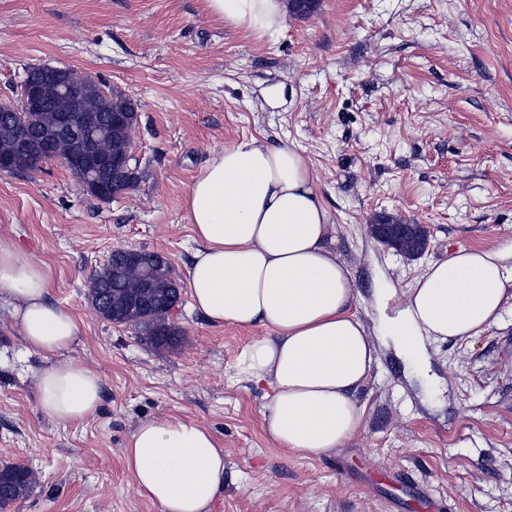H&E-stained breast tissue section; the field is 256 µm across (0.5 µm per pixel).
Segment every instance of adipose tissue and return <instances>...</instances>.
<instances>
[{
    "instance_id": "ef3b65f1",
    "label": "adipose tissue",
    "mask_w": 512,
    "mask_h": 512,
    "mask_svg": "<svg viewBox=\"0 0 512 512\" xmlns=\"http://www.w3.org/2000/svg\"><path fill=\"white\" fill-rule=\"evenodd\" d=\"M206 10L257 40L288 26V0H205ZM188 218L199 243L188 267L191 306L211 324L262 326L240 372L263 390L267 437L302 458L332 454L365 426L359 395L376 363L354 308L351 270L330 246L333 216L303 151L262 137L213 152L193 176ZM46 269L0 241V302L28 348L51 356L36 377L38 407L58 423L93 416L102 379L64 355L82 321L49 298ZM389 324L400 353L425 341H461L512 311V265L487 247L459 248L428 264ZM140 494L159 512H212L224 490V447L204 426L177 416L139 423L123 450Z\"/></svg>"
}]
</instances>
